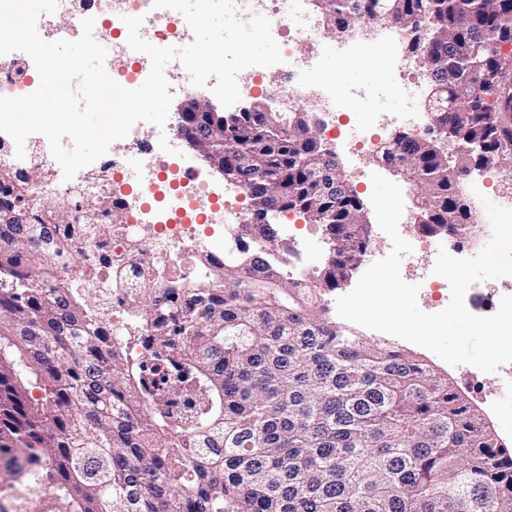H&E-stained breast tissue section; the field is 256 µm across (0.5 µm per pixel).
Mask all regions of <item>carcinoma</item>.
<instances>
[{"label":"carcinoma","instance_id":"carcinoma-1","mask_svg":"<svg viewBox=\"0 0 512 512\" xmlns=\"http://www.w3.org/2000/svg\"><path fill=\"white\" fill-rule=\"evenodd\" d=\"M387 5L424 56L444 100L433 124L457 151L451 160L400 132L386 162L416 191L420 231L452 237L471 218L457 180L505 153L512 0H320L318 11L340 36ZM221 121L224 175L250 162L241 234L279 249L267 204L321 225L334 241L322 278L245 250L186 288L146 280L132 359L100 330L98 272L78 264L58 277L70 236L31 230L26 185L45 174L20 180L0 163V484L28 489L44 472L70 512H512V452L470 403L424 361L327 316L322 292L366 246V214L335 153L303 121L186 119L200 137ZM41 208L54 224L72 217L56 196ZM161 291L184 302L169 327Z\"/></svg>","mask_w":512,"mask_h":512}]
</instances>
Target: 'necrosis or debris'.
Returning a JSON list of instances; mask_svg holds the SVG:
<instances>
[{"label": "necrosis or debris", "mask_w": 512, "mask_h": 512, "mask_svg": "<svg viewBox=\"0 0 512 512\" xmlns=\"http://www.w3.org/2000/svg\"><path fill=\"white\" fill-rule=\"evenodd\" d=\"M256 14L270 20L272 31L286 34L284 59L288 69L284 82L276 87L240 84L241 97L261 93L296 104L313 93L322 106L343 110L349 102L347 95L337 94L328 83L310 82L299 76L300 69L307 64L301 54L302 47L318 44L324 38L319 27L307 20L294 23L283 9V0H236V15L240 20ZM128 16L142 17V36L159 47L185 37L190 31L180 13L154 8L153 0H60L54 14L41 17L38 33L46 35L62 20L78 24L84 18H94L95 39L105 38L110 43L105 64L107 73L118 75L123 87L134 89L146 80L147 71L115 69L116 61L134 56L127 44L124 19ZM32 70L33 65L23 52L0 56V96L21 97L36 91L38 83ZM144 131V123L135 124L126 137L129 145L126 153L107 152L69 180L65 179L45 136L30 135L29 147L20 159L12 138L0 132V161L25 176L36 170L47 173L46 181L30 188L28 200L32 211H39L40 202L47 194L67 200L99 184L108 185L113 205L123 213L121 230L98 235L73 225L72 253L84 265L102 274L117 266L125 268L122 287L113 289L109 297L112 305L109 332L118 343H123L130 310L141 301L138 288L144 271H155L166 280L193 282L197 278L196 266L226 264L235 259L239 241L231 228L249 219L245 207L247 191L243 185H213L199 180L188 169L180 178L162 182L157 164L158 148L145 143ZM161 193L166 196V205L152 216L153 224H146L149 216L138 200Z\"/></svg>", "instance_id": "4bbe7bcc"}]
</instances>
